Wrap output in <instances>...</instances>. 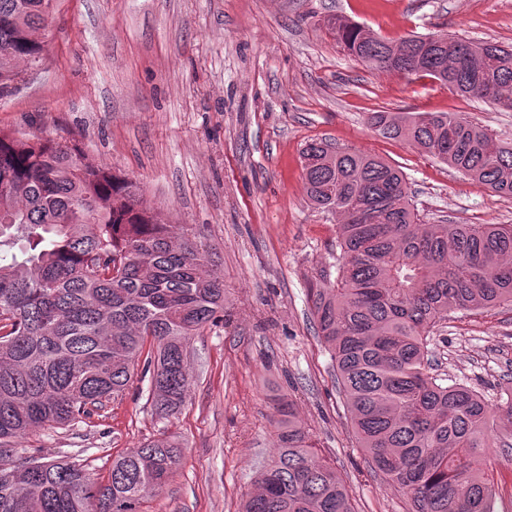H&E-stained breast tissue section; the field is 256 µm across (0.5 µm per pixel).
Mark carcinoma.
<instances>
[{"label": "carcinoma", "mask_w": 512, "mask_h": 512, "mask_svg": "<svg viewBox=\"0 0 512 512\" xmlns=\"http://www.w3.org/2000/svg\"><path fill=\"white\" fill-rule=\"evenodd\" d=\"M53 0H0V97L41 60L36 33ZM330 30L356 61L429 76L462 95L512 108V48L448 35L365 38L344 16ZM369 125L472 180L512 196V146L457 112H373ZM75 143L0 129V512H140L178 468L174 441L143 443L112 461L102 484L77 460L36 463L19 440L101 410L153 367L161 418L190 385L188 339L224 321V284L197 243L178 237L137 200L139 187L81 165ZM308 200L336 214V280L310 288L319 335L332 353L359 447L406 495L412 512H493L480 464L512 392L494 403L433 374L434 328L458 312L512 304V224H421L403 171L375 156L312 141L302 151ZM21 244L20 254L12 249ZM152 349L144 351L145 342ZM276 456L242 512H354L343 480L312 433L277 405Z\"/></svg>", "instance_id": "carcinoma-1"}]
</instances>
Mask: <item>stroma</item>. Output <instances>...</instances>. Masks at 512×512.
I'll list each match as a JSON object with an SVG mask.
<instances>
[{"label": "stroma", "mask_w": 512, "mask_h": 512, "mask_svg": "<svg viewBox=\"0 0 512 512\" xmlns=\"http://www.w3.org/2000/svg\"><path fill=\"white\" fill-rule=\"evenodd\" d=\"M333 14L391 39L512 46V0H54L39 66L0 97V129L76 142L87 163L137 182L162 223L207 250L225 316L188 340L190 386L174 415L152 413L140 372L104 409L21 447L104 481L118 455L173 438L181 464L144 512H241L276 453L285 398L355 512H411L359 448L314 325L308 288L335 269L337 218L309 203L301 152L323 139L401 166L424 223L512 224V197L367 124L380 110L460 112L512 144V110L367 68L322 26ZM431 348L439 373L487 399L512 391V305L449 317ZM481 463L497 482L494 512H512V453L487 448Z\"/></svg>", "instance_id": "stroma-1"}]
</instances>
